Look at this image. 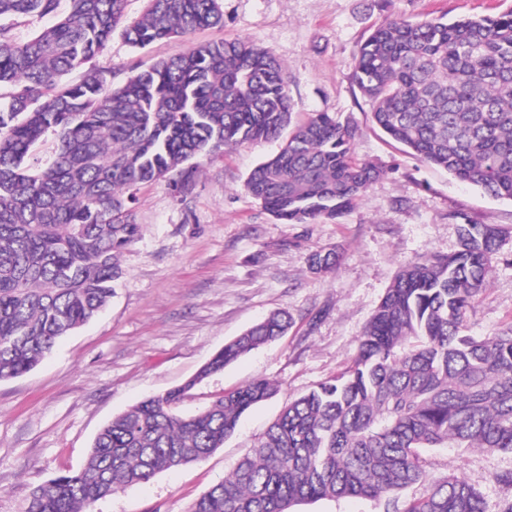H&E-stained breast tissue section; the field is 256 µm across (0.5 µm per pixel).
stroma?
I'll return each mask as SVG.
<instances>
[{
  "label": "stroma",
  "instance_id": "obj_1",
  "mask_svg": "<svg viewBox=\"0 0 512 512\" xmlns=\"http://www.w3.org/2000/svg\"><path fill=\"white\" fill-rule=\"evenodd\" d=\"M222 26L139 49L114 32L93 60L113 85L156 61L209 41L247 38L284 66L292 118L326 112L357 126L358 160L385 173L335 221L284 224L244 188L278 142L244 143L202 160L188 188L161 180L136 192L138 239L120 258L105 310L58 342L30 373L0 381V512H24L38 484L85 464L102 425L130 406L182 384L225 341L270 312L293 318L288 333L205 379L180 405L190 415L256 378L277 395L252 409L223 448L97 501L92 512H189L257 446L288 400L342 372L401 266L460 247L459 218L505 229L486 290L468 313L470 332L492 335L512 321V202L496 200L427 165L371 120L353 80L359 48L389 19L495 16L512 0H218ZM332 252L316 271L309 257ZM433 477L456 473L491 512L512 502V453L458 448L423 452Z\"/></svg>",
  "mask_w": 512,
  "mask_h": 512
}]
</instances>
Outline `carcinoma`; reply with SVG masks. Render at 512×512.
I'll return each mask as SVG.
<instances>
[{
	"label": "carcinoma",
	"mask_w": 512,
	"mask_h": 512,
	"mask_svg": "<svg viewBox=\"0 0 512 512\" xmlns=\"http://www.w3.org/2000/svg\"><path fill=\"white\" fill-rule=\"evenodd\" d=\"M0 0V18L55 23L26 43L0 25V381L30 372L112 297L118 258L139 236L135 191L186 188L197 160L245 142L280 150L246 190L287 224L336 220L384 169L354 158L358 129L320 112L291 126L281 62L248 39L199 44L112 87L88 68L119 25L130 44L216 27L218 0H149L125 23V0ZM354 80L374 123L421 161L512 201V10L498 16L387 20L361 44ZM52 131L53 159L31 162ZM504 235L459 224L461 249L407 262L358 340L351 365L289 402L260 444L190 512H289L350 496L385 512H488L463 478L434 479L425 448L512 452V322L467 331ZM276 311L224 343L195 377L141 401L97 433L85 466L37 485L25 512H86L91 501L205 459L277 387L257 378L182 416L202 380L288 331ZM415 486L420 492L407 491Z\"/></svg>",
	"instance_id": "cac0c4a2"
}]
</instances>
